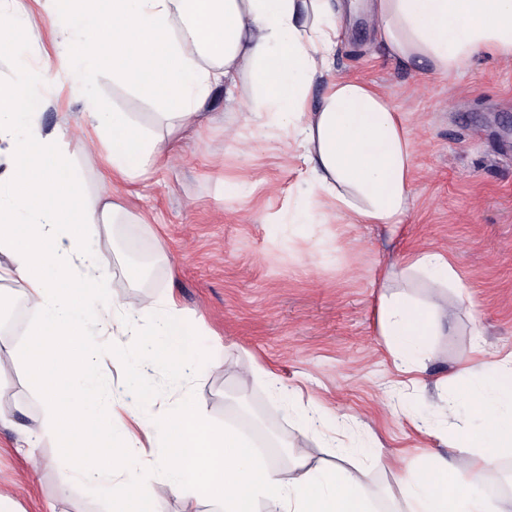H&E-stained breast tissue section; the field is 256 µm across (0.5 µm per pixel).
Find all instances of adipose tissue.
Instances as JSON below:
<instances>
[{"instance_id":"ef3b65f1","label":"adipose tissue","mask_w":512,"mask_h":512,"mask_svg":"<svg viewBox=\"0 0 512 512\" xmlns=\"http://www.w3.org/2000/svg\"><path fill=\"white\" fill-rule=\"evenodd\" d=\"M41 36H33L17 0H0V54L30 44L41 62L20 59L14 78L0 84V253L24 283L36 320L22 352L0 348V377L25 364L43 401L38 435L59 443L65 482H92L114 512H153L156 501L182 495V512L202 499L223 512H373L355 475L312 466L308 449L292 451V476H282L251 440L217 428L187 402L163 413L134 416V431H115L101 419L108 396L86 350L88 323L109 330L113 346L136 336L120 314L98 256L83 249L87 229L117 223L122 196L156 161L176 153L179 134L195 125L215 88L248 77L249 113L294 129L310 188L293 213L296 224L330 208L342 224H398L411 203V130L403 113L377 87L354 78L329 81L317 107L308 95L332 63L352 0H55ZM367 8L389 56L420 64L432 75L454 76L478 51L512 59V0H369ZM59 60L92 134L86 152L105 154L103 190L87 204L83 183L67 164V126L43 127L49 99L34 91V71ZM111 71L132 92L155 103L158 126L129 112L102 111L90 87ZM405 271L430 283L428 302L397 292L381 297L378 325L393 346L398 371H415V355L448 325L445 285L460 287L446 255L423 250ZM167 349L144 350L137 373L168 368L192 353L189 329L163 328ZM58 336L66 353L46 341ZM482 427L449 439L456 453L398 478L407 512H505L489 487L501 481L499 460L512 457V354L495 361L487 381L457 396ZM124 456L104 463L108 448Z\"/></svg>"}]
</instances>
